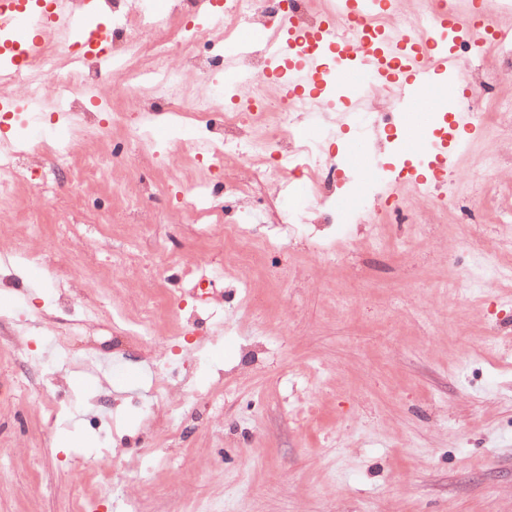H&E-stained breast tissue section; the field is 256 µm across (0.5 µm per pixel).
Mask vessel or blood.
Returning a JSON list of instances; mask_svg holds the SVG:
<instances>
[{
	"label": "vessel or blood",
	"instance_id": "obj_1",
	"mask_svg": "<svg viewBox=\"0 0 512 512\" xmlns=\"http://www.w3.org/2000/svg\"><path fill=\"white\" fill-rule=\"evenodd\" d=\"M337 6L367 27L391 14L397 2L337 0ZM32 18L24 0H0L1 28L20 31ZM478 27L493 40L512 39V30L499 26L491 11L481 10L476 26L471 27L463 22L452 0H437L435 19L427 30L419 34L377 30L363 56L337 68L335 76H327L321 54L303 52L292 36L267 43L268 67L283 76L292 91L330 84L337 97L355 103L363 95L361 76L366 73L376 87L391 88L400 106H408L416 99L431 104L438 116L450 118L448 134L438 138L435 146L437 156L447 158L457 151V131L471 125L470 113L461 101L466 84L460 74L456 47L471 38Z\"/></svg>",
	"mask_w": 512,
	"mask_h": 512
}]
</instances>
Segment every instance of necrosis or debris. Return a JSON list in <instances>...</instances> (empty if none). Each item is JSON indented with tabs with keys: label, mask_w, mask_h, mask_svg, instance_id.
I'll list each match as a JSON object with an SVG mask.
<instances>
[{
	"label": "necrosis or debris",
	"mask_w": 512,
	"mask_h": 512,
	"mask_svg": "<svg viewBox=\"0 0 512 512\" xmlns=\"http://www.w3.org/2000/svg\"><path fill=\"white\" fill-rule=\"evenodd\" d=\"M279 6L280 0H217L204 15L198 0H169L163 15L150 0H98L101 23L76 36H40L37 50L23 51L0 71V104L24 102V111L9 118L28 128L18 141L0 144V212L10 209L21 187L52 204L64 184L97 180L120 166L125 176L113 181V194L129 212L147 216L149 191H130L136 175L131 161L103 154L81 161L55 136L30 132L40 112L53 122L70 113L75 127L86 130L87 116L110 103L119 87L126 106L112 111V128L126 132L139 154L151 156L170 180L195 171L202 187L224 194L235 210L248 211L258 189L277 191L288 176L307 169L318 179L306 190V213L317 214L337 163L324 141L304 137L303 122L323 121L326 138L351 127L376 130L389 126L397 103L375 90L367 94L364 111L323 117L321 104L274 90L263 50L251 48L237 62L239 102L226 107L222 41L243 25L270 29ZM91 53L111 57V70L88 67ZM64 55L72 67L62 74L58 60ZM190 77L205 87L187 98L179 89ZM161 112L193 130L173 154L157 152L150 136L148 121Z\"/></svg>",
	"instance_id": "obj_1"
}]
</instances>
